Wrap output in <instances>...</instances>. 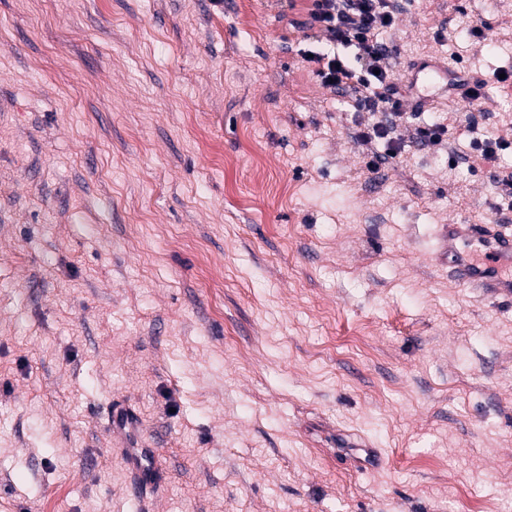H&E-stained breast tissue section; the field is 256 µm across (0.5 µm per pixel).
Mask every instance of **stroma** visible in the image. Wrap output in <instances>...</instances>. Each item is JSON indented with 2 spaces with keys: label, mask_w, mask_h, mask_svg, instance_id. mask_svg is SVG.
<instances>
[{
  "label": "stroma",
  "mask_w": 512,
  "mask_h": 512,
  "mask_svg": "<svg viewBox=\"0 0 512 512\" xmlns=\"http://www.w3.org/2000/svg\"><path fill=\"white\" fill-rule=\"evenodd\" d=\"M396 62L482 81L368 170L306 0H0V512H512V0H399ZM508 141L484 162L477 140ZM447 134L448 127L441 123L416 124L411 138L421 145H439ZM447 227L453 276L472 288L511 299L512 232L494 222L458 224L452 221ZM479 255L484 256L482 261L477 260ZM108 427L112 437L127 448L124 462L129 473L128 490L137 504L138 511H150L147 500L148 485L154 484L153 448H147L140 434V422L126 410L113 407L108 414Z\"/></svg>",
  "instance_id": "1"
}]
</instances>
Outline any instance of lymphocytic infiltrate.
Here are the masks:
<instances>
[{
    "instance_id": "obj_1",
    "label": "lymphocytic infiltrate",
    "mask_w": 512,
    "mask_h": 512,
    "mask_svg": "<svg viewBox=\"0 0 512 512\" xmlns=\"http://www.w3.org/2000/svg\"><path fill=\"white\" fill-rule=\"evenodd\" d=\"M397 13L395 0H310L307 8V26L326 32L330 42L313 54L316 75L324 86L348 93L356 111L368 113L358 140L383 145L369 158L372 170L396 157L403 143L405 90L392 70L394 49L379 38Z\"/></svg>"
}]
</instances>
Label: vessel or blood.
<instances>
[{"instance_id":"obj_1","label":"vessel or blood","mask_w":512,"mask_h":512,"mask_svg":"<svg viewBox=\"0 0 512 512\" xmlns=\"http://www.w3.org/2000/svg\"><path fill=\"white\" fill-rule=\"evenodd\" d=\"M454 69L436 55L418 59L407 74L410 87L425 105H444L448 97L443 89ZM448 249L453 257L452 274L461 283L505 299L512 298V232L500 224L448 225ZM109 432L125 449L129 473L128 490L139 512H149L148 485L154 483L153 451L140 434V422L121 408L110 409Z\"/></svg>"}]
</instances>
